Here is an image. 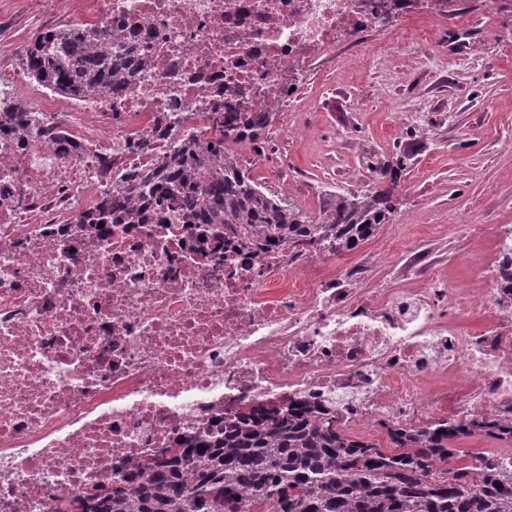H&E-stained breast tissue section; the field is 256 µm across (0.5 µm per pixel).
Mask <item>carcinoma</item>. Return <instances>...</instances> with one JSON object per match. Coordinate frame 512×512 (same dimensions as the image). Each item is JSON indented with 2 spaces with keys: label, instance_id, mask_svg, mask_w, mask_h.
<instances>
[{
  "label": "carcinoma",
  "instance_id": "cac0c4a2",
  "mask_svg": "<svg viewBox=\"0 0 512 512\" xmlns=\"http://www.w3.org/2000/svg\"><path fill=\"white\" fill-rule=\"evenodd\" d=\"M136 41L113 42L95 25L63 24L39 33L26 51L28 77L52 93L88 97L117 93L139 71ZM274 111L213 112L209 146L204 133L172 131L170 155L136 176L134 186L159 212L180 208L196 224H222L259 252L284 243L319 248L336 240L350 251L389 223L393 190L406 170L389 171L390 186L371 193L330 194L327 220L310 221L298 206L250 177L227 142L268 138ZM22 103L0 98V136L27 130ZM224 152V167L208 165ZM128 219L104 199L94 225ZM387 446L350 436L336 410L303 401L255 403L224 417V436L178 440L133 468L115 467L112 481L81 503L84 512H512V460L489 453L472 465L456 443L474 435L512 439V428L491 420L441 419L426 429L385 427Z\"/></svg>",
  "mask_w": 512,
  "mask_h": 512
}]
</instances>
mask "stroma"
Instances as JSON below:
<instances>
[{"label":"stroma","instance_id":"obj_1","mask_svg":"<svg viewBox=\"0 0 512 512\" xmlns=\"http://www.w3.org/2000/svg\"><path fill=\"white\" fill-rule=\"evenodd\" d=\"M486 52L509 53L490 66L404 53L364 67L343 62L309 70L310 108L299 118L304 139H289L282 117L272 132L308 194L299 206L316 208L317 194L382 189L381 172L406 158L408 168L394 191L391 224L411 236L400 248L421 242L443 257L451 281L465 275L466 246L448 226L449 213L476 218L496 214L512 225V16L497 14L479 30ZM35 37L19 15L0 16V61L24 63Z\"/></svg>","mask_w":512,"mask_h":512}]
</instances>
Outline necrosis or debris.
<instances>
[{
  "label": "necrosis or debris",
  "mask_w": 512,
  "mask_h": 512,
  "mask_svg": "<svg viewBox=\"0 0 512 512\" xmlns=\"http://www.w3.org/2000/svg\"><path fill=\"white\" fill-rule=\"evenodd\" d=\"M74 24L136 39L143 67L120 97L58 103L0 63L40 131L0 138V512H62L113 464H134L227 412L301 396L343 428L451 416L512 421V236L493 219L451 223L494 239L475 285L450 284L421 247L393 261L290 245L265 254L157 221L123 176L164 163L157 114L303 112L304 65L337 37L448 20V53L476 59L461 0H54ZM69 135L58 143L57 132ZM132 222H83L104 198Z\"/></svg>",
  "instance_id": "4bbe7bcc"
}]
</instances>
